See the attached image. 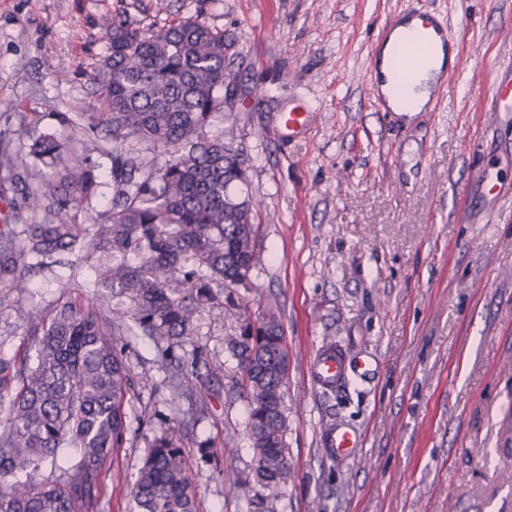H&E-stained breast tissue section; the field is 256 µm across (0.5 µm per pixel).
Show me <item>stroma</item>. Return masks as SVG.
Listing matches in <instances>:
<instances>
[{
    "label": "stroma",
    "instance_id": "35a3bbf8",
    "mask_svg": "<svg viewBox=\"0 0 512 512\" xmlns=\"http://www.w3.org/2000/svg\"><path fill=\"white\" fill-rule=\"evenodd\" d=\"M407 2L0 0V153L10 155L62 132L59 115L95 111L89 78L112 21L157 31L197 17L230 44L226 110L206 133L242 154L260 204L264 261L246 300L277 307L284 325L295 480L277 501L250 506L224 479L252 475L255 459L248 402L220 371L231 327L213 310L171 355L207 383L201 414L141 385L163 377L148 337H116L136 386L127 442L107 472L108 512H130L149 444L187 413L198 512H512V199L483 223L456 220L474 167L512 179V122L491 124L481 109L494 75L512 66V0H418L466 60L436 110L400 128L375 110L365 75L378 27ZM296 97L313 126L290 138L280 114ZM336 342L380 366L370 382L327 395L303 364ZM336 417L364 438L345 467L317 444Z\"/></svg>",
    "mask_w": 512,
    "mask_h": 512
}]
</instances>
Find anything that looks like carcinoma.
<instances>
[{
    "label": "carcinoma",
    "instance_id": "1",
    "mask_svg": "<svg viewBox=\"0 0 512 512\" xmlns=\"http://www.w3.org/2000/svg\"><path fill=\"white\" fill-rule=\"evenodd\" d=\"M228 49L224 34L198 19L157 32L114 23L102 70L90 77L101 111L61 114L68 140L43 133L27 153L0 159L16 180L33 163L49 170L44 189L25 197L41 219L0 224V311L14 312L36 351L0 356V512H102L105 464L126 442L124 406L134 388L112 337L130 321L170 352L215 308L235 323L224 376L249 402L257 458L254 481H230L251 505L277 499L293 479L284 326L271 305L251 314L239 293L253 287L260 263L257 203L233 192L247 183L242 155L204 133L224 105ZM89 130L112 159L106 174L70 147ZM104 176L108 208L90 224L63 220ZM76 253L90 273L92 303L63 291L47 312L18 306L34 269L67 287L61 270H75ZM183 440L180 426L152 440L132 512H196ZM61 448L73 450L68 467L44 475L42 463L58 460Z\"/></svg>",
    "mask_w": 512,
    "mask_h": 512
}]
</instances>
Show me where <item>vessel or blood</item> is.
Instances as JSON below:
<instances>
[{
    "label": "vessel or blood",
    "mask_w": 512,
    "mask_h": 512,
    "mask_svg": "<svg viewBox=\"0 0 512 512\" xmlns=\"http://www.w3.org/2000/svg\"><path fill=\"white\" fill-rule=\"evenodd\" d=\"M415 26V34L403 40L399 46L402 64L394 71L396 80H404L408 72L426 66L433 49L439 48L446 55V63L428 86L427 108H434L448 81L459 69L462 50L450 33L446 22L422 13L416 6H409L396 12L379 27L373 41L368 80L372 99L379 111L387 113L391 121H400L401 116L392 111L384 91L386 77L382 71L383 52L395 37L398 29ZM512 100V67L497 73L491 91L486 99L487 107L494 112L506 109ZM312 114L308 108L298 107L282 113L280 127L289 136H296L310 129ZM375 360L363 352H351L343 344L336 343L322 347L310 356L306 373L311 385L323 392H335L345 387L350 379L369 375ZM363 438L360 432L349 424L332 420L319 430L318 445L325 458L342 467L351 462Z\"/></svg>",
    "instance_id": "vessel-or-blood-1"
}]
</instances>
